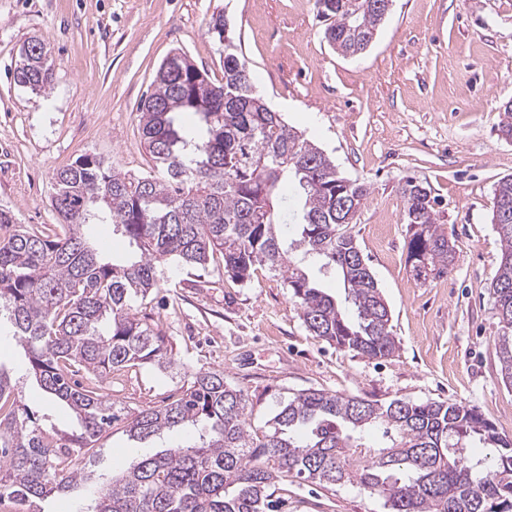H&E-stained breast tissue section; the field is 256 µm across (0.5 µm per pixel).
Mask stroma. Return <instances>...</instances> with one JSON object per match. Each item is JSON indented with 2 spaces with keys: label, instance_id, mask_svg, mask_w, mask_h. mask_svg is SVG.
<instances>
[{
  "label": "stroma",
  "instance_id": "1",
  "mask_svg": "<svg viewBox=\"0 0 512 512\" xmlns=\"http://www.w3.org/2000/svg\"><path fill=\"white\" fill-rule=\"evenodd\" d=\"M223 15L227 39L209 33ZM316 0H0V207L17 223L53 224V175L84 154L140 174L147 156L139 106L161 63L185 53L215 80L233 42L257 92L340 174L366 185L353 233L392 311L399 348L370 359L306 330L281 278L257 270L246 283L206 268L159 264L160 286L133 304L157 324L174 367L113 373L106 391L132 410L176 396L187 373L216 369L247 393L262 427L280 403L308 388L373 400L449 401L478 408L512 438V387L503 384L499 325L489 282L501 242L491 222L497 181L512 174V142L500 135L512 100V0H393L370 47L337 54ZM39 41L52 81L35 92L14 70ZM413 179L437 199L436 218L454 235L447 276L418 281L406 262L401 186ZM27 359L0 325V368L23 385L35 415L63 428L72 417L27 378ZM152 443L115 426L98 440L96 471L120 472ZM280 512H385L351 485L279 483Z\"/></svg>",
  "mask_w": 512,
  "mask_h": 512
}]
</instances>
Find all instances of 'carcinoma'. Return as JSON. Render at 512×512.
Instances as JSON below:
<instances>
[{
    "mask_svg": "<svg viewBox=\"0 0 512 512\" xmlns=\"http://www.w3.org/2000/svg\"><path fill=\"white\" fill-rule=\"evenodd\" d=\"M318 2L326 3L325 31L345 48L382 24L362 9L366 0ZM51 78L41 46L15 68L18 84L33 90ZM153 85L138 128L149 170L132 176L84 155L54 174L59 223L25 226L0 209V319L22 344L30 377L77 420L62 432L49 417H35L0 368V503L31 512L44 497L76 488L89 449L124 419L140 441L185 427L198 441L142 456L79 512H274L269 490L284 478L349 483L381 498L386 512H512V439L475 407L307 389L262 430L248 421L245 392L220 370L191 373L179 398L134 412L100 392L98 383L114 370L169 365L160 331L132 313V302L158 287L157 264L205 267L216 252L238 281L260 267L281 275L306 329L328 343L371 359L397 350L389 305L352 233L366 186L340 175L252 92L248 64L234 47L224 46L222 82L175 52ZM292 181L302 200L299 239L286 245L277 206ZM401 190L407 263L433 278L448 274L456 245L436 222L435 199L412 180ZM343 199L353 216L339 208ZM89 224L115 226L136 254L102 256L85 239ZM492 224L501 241L489 284L501 330L499 375L512 385L511 175L495 186ZM310 260L342 276L353 316L320 288ZM81 370L96 384L72 381ZM373 428L389 443L368 446ZM473 441L493 456L472 461L465 451Z\"/></svg>",
    "mask_w": 512,
    "mask_h": 512,
    "instance_id": "1",
    "label": "carcinoma"
}]
</instances>
